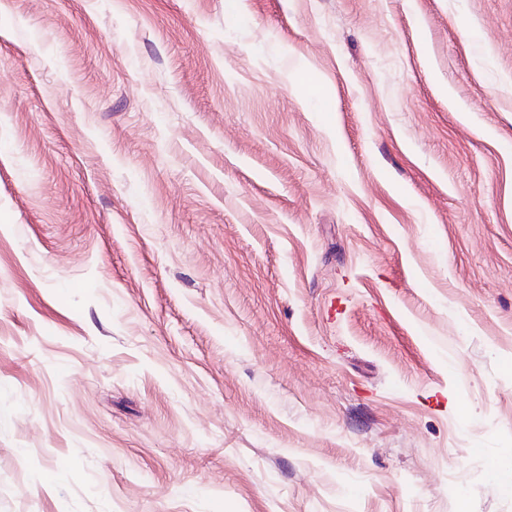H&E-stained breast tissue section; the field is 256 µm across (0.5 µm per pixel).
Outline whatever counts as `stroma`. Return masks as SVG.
Segmentation results:
<instances>
[{"mask_svg":"<svg viewBox=\"0 0 512 512\" xmlns=\"http://www.w3.org/2000/svg\"><path fill=\"white\" fill-rule=\"evenodd\" d=\"M493 461L512 0H0V512H512Z\"/></svg>","mask_w":512,"mask_h":512,"instance_id":"35a3bbf8","label":"stroma"}]
</instances>
